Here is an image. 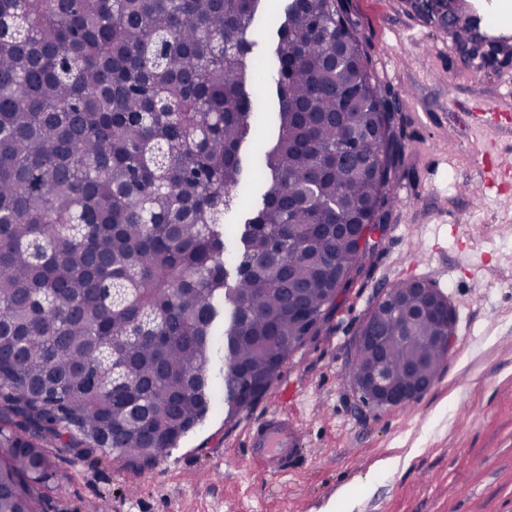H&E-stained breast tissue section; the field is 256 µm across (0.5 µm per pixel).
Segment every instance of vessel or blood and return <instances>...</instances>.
I'll return each mask as SVG.
<instances>
[{
  "mask_svg": "<svg viewBox=\"0 0 512 512\" xmlns=\"http://www.w3.org/2000/svg\"><path fill=\"white\" fill-rule=\"evenodd\" d=\"M301 442V430L287 414L268 412L245 432L247 462L273 476L287 473L300 459Z\"/></svg>",
  "mask_w": 512,
  "mask_h": 512,
  "instance_id": "1",
  "label": "vessel or blood"
}]
</instances>
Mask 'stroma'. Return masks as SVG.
I'll list each match as a JSON object with an SVG mask.
<instances>
[{
	"instance_id": "1",
	"label": "stroma",
	"mask_w": 512,
	"mask_h": 512,
	"mask_svg": "<svg viewBox=\"0 0 512 512\" xmlns=\"http://www.w3.org/2000/svg\"><path fill=\"white\" fill-rule=\"evenodd\" d=\"M506 0H455L496 41ZM404 150L395 203L362 272L318 336L234 418L216 406L138 472L56 448L62 488L41 512H512V66L472 68L447 29L411 0H351ZM493 112L496 129L475 116ZM431 283L455 311L454 343L433 386L393 408L364 406L350 347L381 290ZM280 410L304 458L275 477L246 463L243 433Z\"/></svg>"
}]
</instances>
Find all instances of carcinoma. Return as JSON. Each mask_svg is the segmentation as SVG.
Segmentation results:
<instances>
[{"instance_id": "obj_1", "label": "carcinoma", "mask_w": 512, "mask_h": 512, "mask_svg": "<svg viewBox=\"0 0 512 512\" xmlns=\"http://www.w3.org/2000/svg\"><path fill=\"white\" fill-rule=\"evenodd\" d=\"M260 2L0 0V512H38L58 442L153 467L212 408L220 352L227 416L250 407L264 391L241 403L242 376L270 387L386 223L403 145L349 0H288L263 68L278 135L239 219ZM347 140L372 173L336 157ZM413 287L365 322L399 331L398 378H435L444 328L407 319ZM378 360L352 347L349 377Z\"/></svg>"}]
</instances>
